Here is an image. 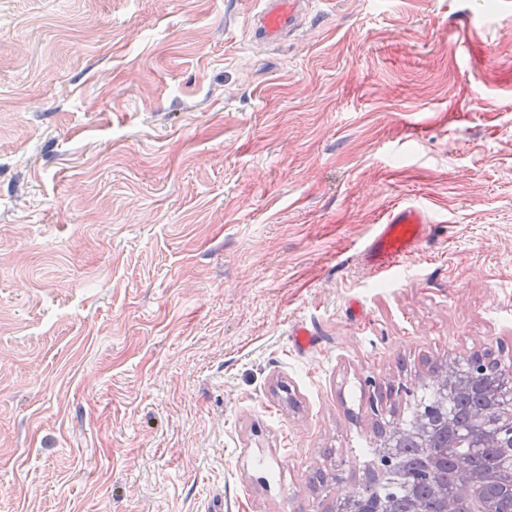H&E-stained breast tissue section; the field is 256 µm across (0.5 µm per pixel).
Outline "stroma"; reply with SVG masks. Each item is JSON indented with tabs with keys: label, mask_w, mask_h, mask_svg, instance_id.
<instances>
[{
	"label": "stroma",
	"mask_w": 512,
	"mask_h": 512,
	"mask_svg": "<svg viewBox=\"0 0 512 512\" xmlns=\"http://www.w3.org/2000/svg\"><path fill=\"white\" fill-rule=\"evenodd\" d=\"M258 9L0 0V512H325L374 387L512 367V0ZM261 9L253 22V37L266 42H281L290 37L300 21L319 11L320 0H261ZM429 211L417 203L392 210L375 232L365 249L370 268L380 273L394 271L410 253L420 246L428 224H434ZM496 362V364H494ZM495 366L494 369L497 373L501 374V379H505L504 383L508 389L512 388V370H501V363L493 358L485 356L483 353L474 352L465 359H459L457 357L448 359V366L456 375L462 370L467 369L474 377L477 374L484 373L488 370V366ZM501 370V371H500Z\"/></svg>",
	"instance_id": "1"
}]
</instances>
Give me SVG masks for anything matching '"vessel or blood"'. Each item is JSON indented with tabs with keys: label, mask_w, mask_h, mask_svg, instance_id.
I'll list each match as a JSON object with an SVG mask.
<instances>
[{
	"label": "vessel or blood",
	"mask_w": 512,
	"mask_h": 512,
	"mask_svg": "<svg viewBox=\"0 0 512 512\" xmlns=\"http://www.w3.org/2000/svg\"><path fill=\"white\" fill-rule=\"evenodd\" d=\"M321 0H261V9L253 22L254 38L279 42L292 35L300 21L319 10ZM429 211L417 203L392 210L383 224L377 225L366 249L365 258L376 271H394L420 246L428 224Z\"/></svg>",
	"instance_id": "b4317fda"
}]
</instances>
